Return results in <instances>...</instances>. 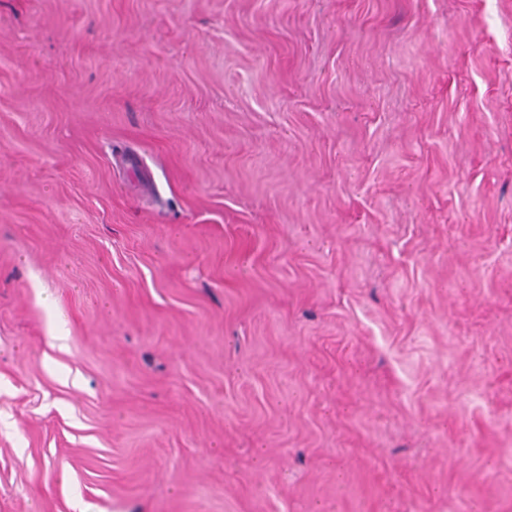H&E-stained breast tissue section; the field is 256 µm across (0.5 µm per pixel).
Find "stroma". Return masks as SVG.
<instances>
[{
    "label": "stroma",
    "mask_w": 512,
    "mask_h": 512,
    "mask_svg": "<svg viewBox=\"0 0 512 512\" xmlns=\"http://www.w3.org/2000/svg\"><path fill=\"white\" fill-rule=\"evenodd\" d=\"M0 512H512V0H0Z\"/></svg>",
    "instance_id": "obj_1"
}]
</instances>
